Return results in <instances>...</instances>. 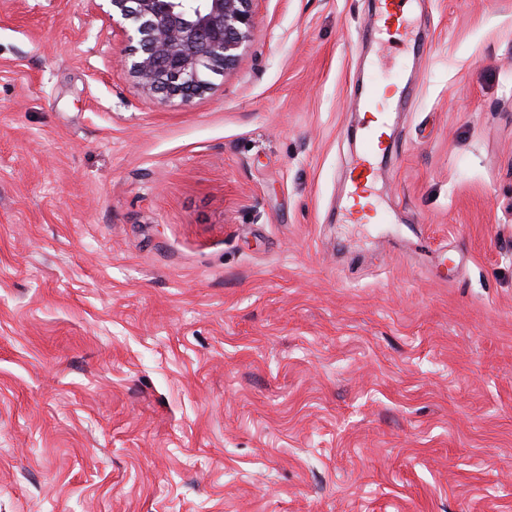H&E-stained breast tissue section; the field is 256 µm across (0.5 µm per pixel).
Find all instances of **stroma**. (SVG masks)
I'll use <instances>...</instances> for the list:
<instances>
[{
  "mask_svg": "<svg viewBox=\"0 0 512 512\" xmlns=\"http://www.w3.org/2000/svg\"><path fill=\"white\" fill-rule=\"evenodd\" d=\"M253 10L160 107L90 0H0V512H512V0ZM421 4L420 0H379L377 19L370 30L361 35L362 41L386 43L391 36L392 26L409 29L413 6ZM408 6V9H404ZM359 97V112H372V116L376 118L373 125H367V133L365 138V146L361 151V155L354 164L351 181L353 185V194L357 197L366 199V204L362 209L363 216L356 218L360 221H366L370 218V211H374L373 198L371 188L376 182L378 171L373 163V157L379 152H384V131L383 128L387 122V113L390 108L381 109V100L385 99L390 107L391 104L387 101L385 93L382 92L376 82L362 86L358 92ZM376 113V115L373 114Z\"/></svg>",
  "mask_w": 512,
  "mask_h": 512,
  "instance_id": "stroma-1",
  "label": "stroma"
}]
</instances>
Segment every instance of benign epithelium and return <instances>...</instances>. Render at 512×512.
Masks as SVG:
<instances>
[{"label": "benign epithelium", "mask_w": 512, "mask_h": 512, "mask_svg": "<svg viewBox=\"0 0 512 512\" xmlns=\"http://www.w3.org/2000/svg\"><path fill=\"white\" fill-rule=\"evenodd\" d=\"M254 0H103L125 38L120 65L161 106H189L238 63L255 26Z\"/></svg>", "instance_id": "1"}]
</instances>
